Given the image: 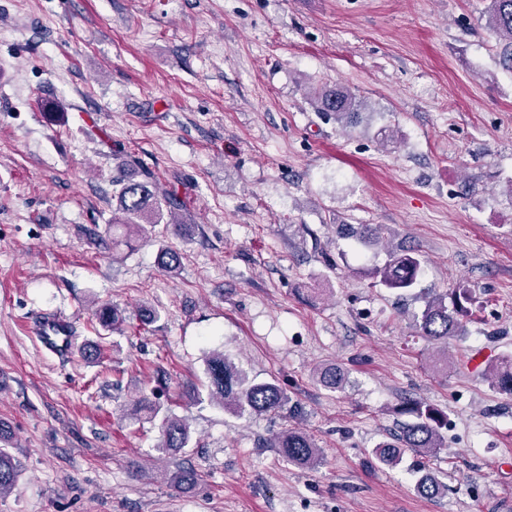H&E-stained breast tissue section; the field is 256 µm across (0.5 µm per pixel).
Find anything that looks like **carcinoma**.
Returning <instances> with one entry per match:
<instances>
[{
  "instance_id": "carcinoma-1",
  "label": "carcinoma",
  "mask_w": 512,
  "mask_h": 512,
  "mask_svg": "<svg viewBox=\"0 0 512 512\" xmlns=\"http://www.w3.org/2000/svg\"><path fill=\"white\" fill-rule=\"evenodd\" d=\"M487 27L503 45V59L512 63V0H491L487 13ZM315 108L341 127H355L366 109L365 101L350 89L336 84L323 86L314 96ZM113 197L117 206L112 211V243L120 245L134 236L147 237V228L158 224L182 227L179 212L185 203L170 190L159 193L150 175L140 180L123 174L113 180ZM346 235L361 248L382 246L387 260L381 266L363 271L372 284L394 293L414 288L423 273V259L413 246H391L387 229L372 224H345ZM473 302L470 288L460 285L445 294L430 297L423 310L414 316V326L429 342L443 345L433 360L434 368L448 370V339L464 332L469 314L468 304ZM97 321L104 328L119 329L124 321L115 306L101 305L95 311ZM206 388L210 401L235 415H261L288 409L295 413L297 407L288 406L289 400L273 379L259 380L224 357V352L213 350L204 360ZM316 380L325 387L339 388L346 379L345 371L336 365L314 371ZM486 379L498 392L512 396V354L488 364ZM139 410L152 418H161L160 438L157 448L178 450L191 443L190 426L185 419L168 409L144 398ZM401 413L412 420L401 426L398 434L378 444L371 452L373 463L380 468H394L405 452L434 454L442 448L441 429L447 424V415L434 405L420 399L404 403ZM270 447L289 463L311 469L323 458L322 449L306 433L288 428L275 436ZM19 464L5 448H0V497L12 492L17 486ZM448 490L434 473L429 472L417 482V491L426 498H437Z\"/></svg>"
}]
</instances>
